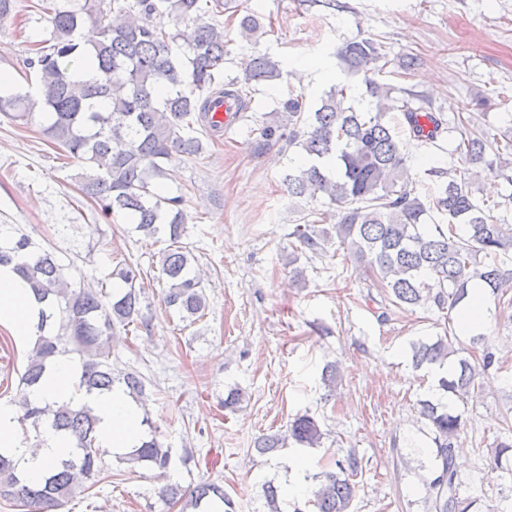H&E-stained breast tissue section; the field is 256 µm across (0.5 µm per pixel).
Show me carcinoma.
<instances>
[{"instance_id":"1","label":"carcinoma","mask_w":512,"mask_h":512,"mask_svg":"<svg viewBox=\"0 0 512 512\" xmlns=\"http://www.w3.org/2000/svg\"><path fill=\"white\" fill-rule=\"evenodd\" d=\"M36 9L51 26L48 40L33 44L27 68L35 83L25 89L0 88V115L24 124L40 120L42 133L68 157L81 164L76 174L81 192L101 206L104 214L124 212L135 230L166 241L160 273L168 285L167 307L185 320L205 315L206 298L192 256L183 245L185 213L180 196H161L156 185L168 175L164 163L172 153L197 156L202 140L187 133L197 124L206 131L220 129L213 120L212 102L233 99L238 111L249 109L251 94L280 81L279 61L267 52L253 55L242 79L220 84L228 40L224 24L207 19L224 12V0H39ZM194 26L186 46L178 45L180 33L166 21ZM263 25L251 14L239 18L241 37L248 39ZM338 57L352 73L377 70L387 60L383 45L373 39L348 42ZM370 97L367 107L346 104L348 86H334L314 111H307L301 94L288 98L265 113L259 128L265 143L286 140L299 146L313 163L288 171L283 185L296 198L321 196L336 206V236L318 229V213H308L298 231L300 244L321 252L332 239L346 249L382 289L379 318L389 311L414 307L431 300L443 309L461 308L467 290L477 283L493 296L503 297L512 287V268L500 256L512 253V224L491 215L501 203L477 201L469 190L471 172L450 175L431 194L419 196L407 166L400 126L413 139L431 143L442 130L433 112L412 106L413 98L396 95V88L374 78L365 79ZM460 140L456 150L473 166L491 151L500 163L512 166V133L488 140L472 117L459 118ZM443 222L427 229L430 212ZM466 227V235L458 233ZM0 266H13L40 304L36 338L20 378L19 426L31 425L34 438L48 429L68 439V455L50 465L44 479L33 484L19 469V461L0 454V500L11 501L24 512H55L78 488H91L102 470L97 437L98 417L89 399L123 389L139 402L146 393L144 379L135 372L114 374L112 327L148 328L140 306L138 265L122 261L109 273L123 287L117 291L73 288L67 267L52 252L29 237L0 224ZM486 262L479 263L477 255ZM455 353L443 338L433 343L411 344L416 369L443 367ZM66 354L78 356L76 401L35 403L29 393L36 388L53 360ZM496 356L487 351L476 367L466 358L451 364L438 389L466 402L477 394ZM420 414L432 426L438 470L427 486L432 512H473L474 502L457 496L455 443L464 428L461 413L430 399L420 401ZM140 447L118 459L165 471L172 449L158 440L149 415ZM323 436L317 419L302 414L293 419L288 436L270 435L256 441L261 455L278 451L291 438L314 447ZM360 462L350 454L335 461V469L317 476L318 485L308 501L313 512H349L355 497ZM165 500L182 509L204 512L219 502L224 512L234 504L224 487L202 481L184 489L166 485ZM263 494L268 512H280L281 490L270 481Z\"/></svg>"}]
</instances>
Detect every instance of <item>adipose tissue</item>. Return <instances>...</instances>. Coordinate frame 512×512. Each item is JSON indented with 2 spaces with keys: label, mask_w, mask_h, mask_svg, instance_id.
Here are the masks:
<instances>
[{
  "label": "adipose tissue",
  "mask_w": 512,
  "mask_h": 512,
  "mask_svg": "<svg viewBox=\"0 0 512 512\" xmlns=\"http://www.w3.org/2000/svg\"><path fill=\"white\" fill-rule=\"evenodd\" d=\"M38 303L26 283L8 267H0V324H9L20 336L34 333L33 323ZM76 368L72 360L60 357L48 368L42 383L33 391L34 400H66L74 394ZM93 404L100 418L97 436L102 447L118 453L139 447L144 435L140 429L137 404L119 388L95 398ZM38 451L22 445L11 406L0 404V453L22 459L31 480L43 478L48 465L68 451L64 439L54 433L44 436Z\"/></svg>",
  "instance_id": "obj_1"
}]
</instances>
